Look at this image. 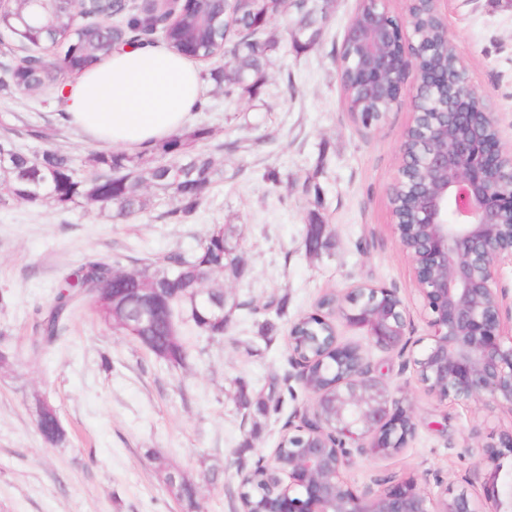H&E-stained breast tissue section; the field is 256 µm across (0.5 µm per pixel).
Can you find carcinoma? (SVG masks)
I'll return each instance as SVG.
<instances>
[{
    "mask_svg": "<svg viewBox=\"0 0 512 512\" xmlns=\"http://www.w3.org/2000/svg\"><path fill=\"white\" fill-rule=\"evenodd\" d=\"M331 0H254L224 13V28L214 30L205 20L189 11L170 16L172 37L166 47L178 55L205 64L225 54V41L235 42V52L224 67L209 70V78L230 101L259 95L265 80L267 61L278 42L265 35L268 24L292 11L295 16L290 30L294 51L304 53L320 44L325 20L330 14ZM113 17L102 14L88 19L81 30L67 13L52 17L53 30L43 33L37 41L18 43L16 62L0 75V90L34 93L43 88L67 85V79L80 77L109 57L97 39L88 36L92 29L112 30ZM412 23L419 37L426 42L442 39L443 27L428 6H420ZM120 45L151 43L138 19L128 18L122 25ZM356 54V47H343L339 70L346 94L348 110L358 115L363 125L375 124L386 110V102L365 91L351 65L344 60ZM457 47H448V54L430 55L426 66H439L448 72V84L460 79L461 61ZM68 60L64 66L61 61ZM209 131L205 127L179 131L170 137L148 145L152 154L149 162L141 156L124 151H94L87 157L92 173L80 179L75 175L73 157L61 154L50 146L28 154L11 137L0 138V204L23 200L32 204L51 202L68 208L82 200L93 203L112 217L129 219L143 213L151 203L147 190L153 188L167 196L171 208L164 216L186 223L193 219L207 200L215 183L217 169L212 151L207 148ZM239 233L232 225L213 224L198 249L186 256L175 253L154 270L123 269L97 258H87L71 276H66L51 303L37 309L39 341L53 344L61 337L77 298L88 301L96 318L112 327V303L130 323H141L140 335L151 341V352L173 367L188 363L190 353L181 336L171 337L177 329L176 313L181 311L207 336L220 337L226 331L224 289L199 279V271L223 273L237 271L232 262ZM307 243L317 251L330 245L323 237V225L312 223L307 231ZM154 288L153 319L146 320L145 305L136 288L141 281ZM297 345L314 355L310 339L328 333L326 322L312 318L296 320L291 325ZM239 405L259 415L277 411L280 396L277 383L269 384L267 393H255L242 383L237 388ZM37 423L46 442L57 446L67 441L55 409H45L35 403ZM166 481L183 512H200L194 487L180 474L169 472Z\"/></svg>",
    "mask_w": 512,
    "mask_h": 512,
    "instance_id": "obj_1",
    "label": "carcinoma"
}]
</instances>
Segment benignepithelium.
<instances>
[{"label": "benign epithelium", "mask_w": 512, "mask_h": 512, "mask_svg": "<svg viewBox=\"0 0 512 512\" xmlns=\"http://www.w3.org/2000/svg\"><path fill=\"white\" fill-rule=\"evenodd\" d=\"M356 13L344 41L359 48L355 72L373 93L389 104L413 78L412 127L423 126L416 163L433 180L416 187L401 167L396 185L415 199L414 223L406 224L391 207L398 238L423 228L416 251L409 254L418 290L428 311L427 343L410 359L427 392L440 401L484 402L512 413V301L496 286V271L512 263V144L487 137L470 123V113L493 112L467 83L442 95L447 78L420 69L422 56L442 50L407 32L389 12L388 0H368ZM412 45L393 57L387 48ZM336 318L364 332L384 352L405 353L407 314L398 293L386 287L357 284L336 297ZM327 369L336 382L314 395L313 419L295 427L301 443L288 446V467L280 449L263 465L275 492L258 507L242 512H512V429L496 444L478 450L464 481L482 488L448 494L429 490L415 476L391 477L380 488L359 490L344 476L354 456L380 459L406 447L417 422L405 396L372 375L362 350L333 341Z\"/></svg>", "instance_id": "1"}]
</instances>
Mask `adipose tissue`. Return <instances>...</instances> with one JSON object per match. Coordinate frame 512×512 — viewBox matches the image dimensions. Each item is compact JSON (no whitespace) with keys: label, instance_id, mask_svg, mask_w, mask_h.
Instances as JSON below:
<instances>
[{"label":"adipose tissue","instance_id":"adipose-tissue-1","mask_svg":"<svg viewBox=\"0 0 512 512\" xmlns=\"http://www.w3.org/2000/svg\"><path fill=\"white\" fill-rule=\"evenodd\" d=\"M202 96L198 68L167 49L127 46L67 86L71 124L102 146L138 147L190 126Z\"/></svg>","mask_w":512,"mask_h":512}]
</instances>
